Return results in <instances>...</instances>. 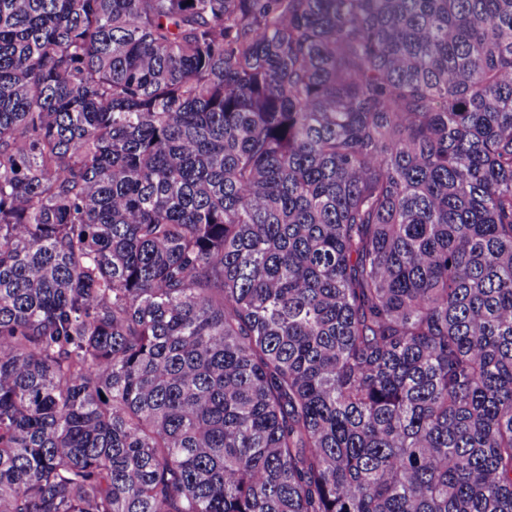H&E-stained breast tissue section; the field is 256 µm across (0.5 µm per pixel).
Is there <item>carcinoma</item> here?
<instances>
[{
	"mask_svg": "<svg viewBox=\"0 0 512 512\" xmlns=\"http://www.w3.org/2000/svg\"><path fill=\"white\" fill-rule=\"evenodd\" d=\"M0 512H512V0H0Z\"/></svg>",
	"mask_w": 512,
	"mask_h": 512,
	"instance_id": "carcinoma-1",
	"label": "carcinoma"
}]
</instances>
